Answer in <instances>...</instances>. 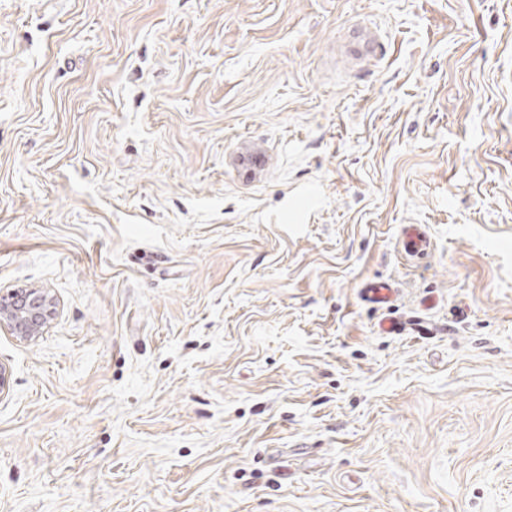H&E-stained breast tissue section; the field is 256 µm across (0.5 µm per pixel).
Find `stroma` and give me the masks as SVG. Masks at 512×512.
Returning <instances> with one entry per match:
<instances>
[{
    "label": "stroma",
    "instance_id": "35a3bbf8",
    "mask_svg": "<svg viewBox=\"0 0 512 512\" xmlns=\"http://www.w3.org/2000/svg\"><path fill=\"white\" fill-rule=\"evenodd\" d=\"M24 289L0 512H512V0H0ZM402 244L409 255H423L428 247L426 233L418 226H406L403 231ZM395 292L396 289L392 288L387 281L368 282L360 288L361 296L365 302L380 306L388 304ZM48 296L38 290L25 291L24 295L12 298L0 305V327L21 338L31 339L39 335L52 306Z\"/></svg>",
    "mask_w": 512,
    "mask_h": 512
}]
</instances>
